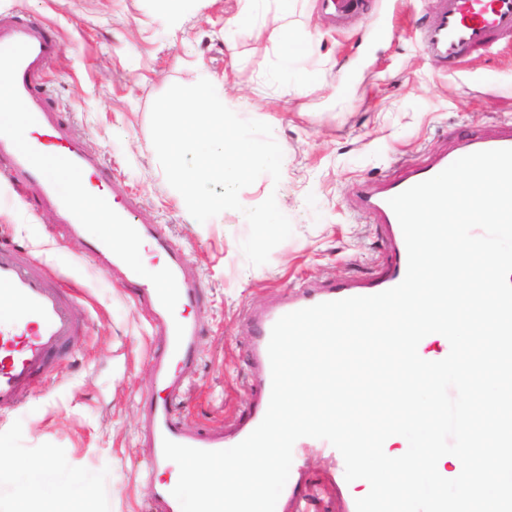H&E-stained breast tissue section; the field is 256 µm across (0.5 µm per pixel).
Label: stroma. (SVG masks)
I'll use <instances>...</instances> for the list:
<instances>
[{
    "label": "stroma",
    "mask_w": 512,
    "mask_h": 512,
    "mask_svg": "<svg viewBox=\"0 0 512 512\" xmlns=\"http://www.w3.org/2000/svg\"><path fill=\"white\" fill-rule=\"evenodd\" d=\"M329 15L323 0H296L288 18L307 68L304 88L281 76L271 41L225 38L238 0H197L178 36L161 0H0V13L43 22L63 43L46 82L67 132L105 163L141 223L160 226L201 283L194 311L199 360L176 406L190 428L235 430L255 395L246 313L302 282L365 284L389 259L385 232L360 204L371 183L402 176L444 152L454 131L486 136L512 126V38L470 52L448 70L423 50L434 0H363ZM224 81V101L269 124L283 150L280 182L261 175L241 190L275 196L293 234L268 262L250 265L249 233L235 211L200 224L165 177L152 144V104L199 69ZM0 157V245L46 266L74 288L77 334L21 407L0 413V448L13 459L50 461L90 476L87 512H142L148 492L136 468L152 450L141 437L142 400L154 379L150 309L118 273L68 234L33 187H12ZM304 480L321 493L311 512H345L351 500L326 457L311 449Z\"/></svg>",
    "instance_id": "stroma-1"
}]
</instances>
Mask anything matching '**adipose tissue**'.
Listing matches in <instances>:
<instances>
[{
    "label": "adipose tissue",
    "mask_w": 512,
    "mask_h": 512,
    "mask_svg": "<svg viewBox=\"0 0 512 512\" xmlns=\"http://www.w3.org/2000/svg\"><path fill=\"white\" fill-rule=\"evenodd\" d=\"M272 17H259L260 0H242L241 10L227 22L228 28H246L258 38L275 37L288 78L302 81L303 70L298 66L291 48V39L285 20L295 0H274ZM0 485L12 489L13 512H82L92 494L89 477L59 465L41 461L0 465Z\"/></svg>",
    "instance_id": "adipose-tissue-1"
}]
</instances>
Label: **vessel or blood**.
Returning a JSON list of instances; mask_svg holds the SVG:
<instances>
[{"mask_svg":"<svg viewBox=\"0 0 512 512\" xmlns=\"http://www.w3.org/2000/svg\"><path fill=\"white\" fill-rule=\"evenodd\" d=\"M511 36L512 0H437L436 13L422 34V45L439 62L455 65L471 51L494 52L500 39ZM62 50V44L41 23H21L0 15V73L8 79L9 93L26 110L24 128L0 127V155L9 158L12 173L25 185L36 187L43 203L51 205L70 229L107 219L132 243H148L153 251L168 257L161 281L145 283L127 254L113 247L111 241L97 239L89 245L90 252L120 271L123 285L145 300L152 311L151 326L158 342L152 352L154 387L143 400V433L153 453L139 469L138 477L150 492L144 512H175L173 485L160 477L169 468L164 440L218 451L246 439L262 422L271 398L268 344L275 322L303 308L371 296L399 285L406 275L408 254L390 199L436 176L465 155L512 149V129L493 136L453 138L447 153L399 178L364 189L361 204L384 224L393 255L391 267L378 280L366 285L304 286L246 314L244 322L253 337L250 360L255 371V399L235 433L227 437L213 428H187L176 416L174 405L197 364L199 331L193 322L172 321L169 309L174 304L187 310L197 307L199 286L186 258L172 248L161 228L139 223L135 204L113 196L100 160L68 136L49 104L44 77L48 64ZM45 152L54 154L62 174L77 183L91 184L96 190L94 198L59 195L45 176L41 162ZM74 334L73 302L64 288L51 284L45 273L18 257L16 250L0 247V412L21 405L27 391Z\"/></svg>","mask_w":512,"mask_h":512,"instance_id":"1","label":"vessel or blood"}]
</instances>
